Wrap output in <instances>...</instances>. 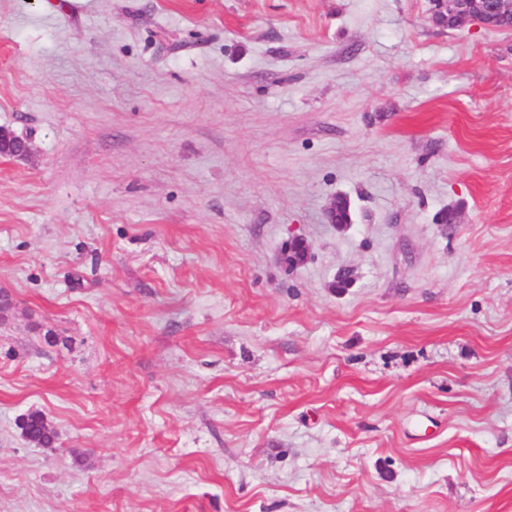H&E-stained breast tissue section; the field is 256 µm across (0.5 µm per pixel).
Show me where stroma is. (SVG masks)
Wrapping results in <instances>:
<instances>
[{
    "label": "stroma",
    "mask_w": 512,
    "mask_h": 512,
    "mask_svg": "<svg viewBox=\"0 0 512 512\" xmlns=\"http://www.w3.org/2000/svg\"><path fill=\"white\" fill-rule=\"evenodd\" d=\"M429 8L0 0V512H512V33ZM19 428L26 440L34 441L43 448H53L57 441L54 427L41 411H31L22 416L19 420Z\"/></svg>",
    "instance_id": "35a3bbf8"
}]
</instances>
